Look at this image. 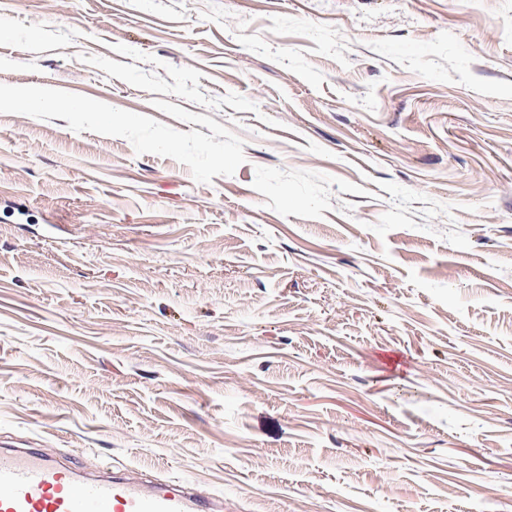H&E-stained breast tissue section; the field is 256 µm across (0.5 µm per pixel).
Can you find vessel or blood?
Instances as JSON below:
<instances>
[{
	"label": "vessel or blood",
	"mask_w": 512,
	"mask_h": 512,
	"mask_svg": "<svg viewBox=\"0 0 512 512\" xmlns=\"http://www.w3.org/2000/svg\"><path fill=\"white\" fill-rule=\"evenodd\" d=\"M100 468L91 458L73 466L35 448L0 450V512H217V500L191 484L147 486Z\"/></svg>",
	"instance_id": "vessel-or-blood-1"
}]
</instances>
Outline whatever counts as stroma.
<instances>
[{"label": "stroma", "mask_w": 512, "mask_h": 512, "mask_svg": "<svg viewBox=\"0 0 512 512\" xmlns=\"http://www.w3.org/2000/svg\"><path fill=\"white\" fill-rule=\"evenodd\" d=\"M44 2L0 0V444L512 512V0Z\"/></svg>", "instance_id": "1"}]
</instances>
